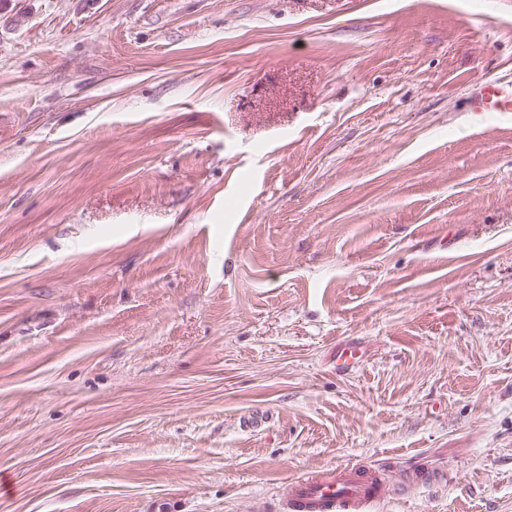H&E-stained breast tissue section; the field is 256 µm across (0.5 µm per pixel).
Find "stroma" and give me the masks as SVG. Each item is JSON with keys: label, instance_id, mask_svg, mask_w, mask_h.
Here are the masks:
<instances>
[{"label": "stroma", "instance_id": "stroma-1", "mask_svg": "<svg viewBox=\"0 0 512 512\" xmlns=\"http://www.w3.org/2000/svg\"><path fill=\"white\" fill-rule=\"evenodd\" d=\"M486 79L512 0H0V512H512ZM385 491L375 479L346 467L330 468L298 479L288 505L294 512H345L369 506Z\"/></svg>", "mask_w": 512, "mask_h": 512}]
</instances>
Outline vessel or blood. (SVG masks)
Segmentation results:
<instances>
[{
	"instance_id": "vessel-or-blood-1",
	"label": "vessel or blood",
	"mask_w": 512,
	"mask_h": 512,
	"mask_svg": "<svg viewBox=\"0 0 512 512\" xmlns=\"http://www.w3.org/2000/svg\"><path fill=\"white\" fill-rule=\"evenodd\" d=\"M470 103L476 112H512V91L487 81L472 91ZM384 493L377 480L346 468H330L298 479L289 507L291 512H361Z\"/></svg>"
}]
</instances>
